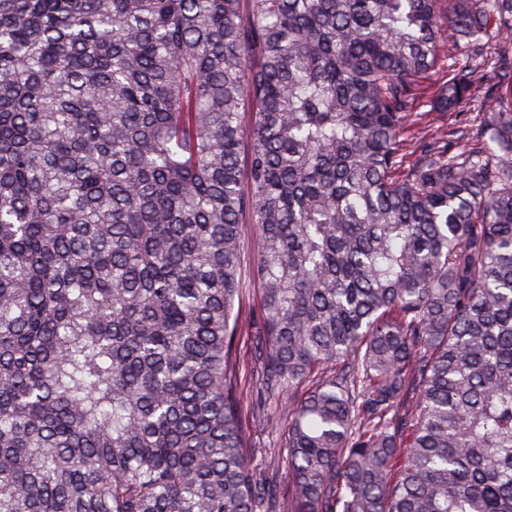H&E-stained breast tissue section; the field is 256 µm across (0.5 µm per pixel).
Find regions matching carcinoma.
I'll use <instances>...</instances> for the list:
<instances>
[{
    "label": "carcinoma",
    "mask_w": 512,
    "mask_h": 512,
    "mask_svg": "<svg viewBox=\"0 0 512 512\" xmlns=\"http://www.w3.org/2000/svg\"><path fill=\"white\" fill-rule=\"evenodd\" d=\"M493 34L512 0H0V512H512V57L431 100L496 161L401 155ZM444 56L442 55L440 61V69L434 78L439 79H447L448 68L450 70H462L467 69L471 64L470 57L467 55L464 50L454 49L448 55V42L442 48ZM418 109V112L423 113L422 126L425 127L424 131L428 137H435L439 129L448 123V125L460 126L468 131V135L465 139L448 141V152L450 154H459L468 150L470 144L481 140L480 128L476 121V116L479 112H482L483 102L481 99H474L459 112L454 113H442L430 111V104L424 103ZM279 412L273 406L269 411V424L268 426H256L252 424L251 417H247V425L249 431L253 434L256 445L263 448H270L272 452H279L280 457L285 460L286 451L283 446L287 436L286 424L284 420L279 419Z\"/></svg>",
    "instance_id": "1"
}]
</instances>
